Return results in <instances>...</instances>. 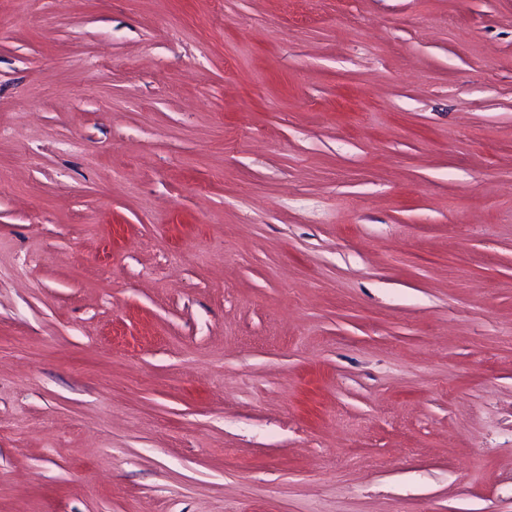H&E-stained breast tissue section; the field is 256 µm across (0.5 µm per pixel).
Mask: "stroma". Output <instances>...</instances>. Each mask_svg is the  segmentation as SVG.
Masks as SVG:
<instances>
[{"mask_svg":"<svg viewBox=\"0 0 512 512\" xmlns=\"http://www.w3.org/2000/svg\"><path fill=\"white\" fill-rule=\"evenodd\" d=\"M0 512H512V0H0Z\"/></svg>","mask_w":512,"mask_h":512,"instance_id":"obj_1","label":"stroma"}]
</instances>
